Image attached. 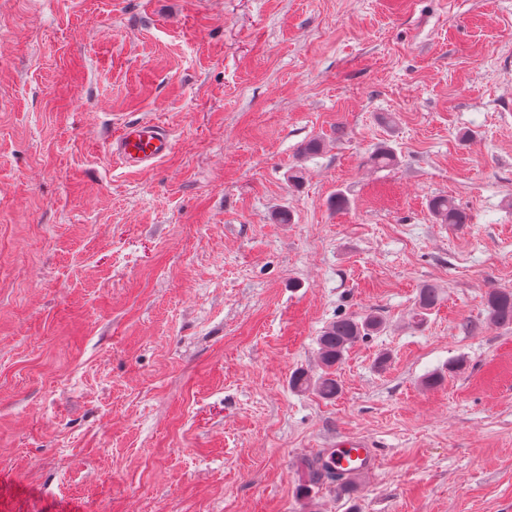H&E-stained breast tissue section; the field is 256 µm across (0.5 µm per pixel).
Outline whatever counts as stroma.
<instances>
[{"instance_id": "1", "label": "stroma", "mask_w": 512, "mask_h": 512, "mask_svg": "<svg viewBox=\"0 0 512 512\" xmlns=\"http://www.w3.org/2000/svg\"><path fill=\"white\" fill-rule=\"evenodd\" d=\"M138 121L173 141L140 170L108 148ZM494 288L512 0H0V512H512ZM372 310L336 399L289 387ZM351 438L374 470L303 495ZM429 209L433 217L442 224L460 227L468 222L466 213L446 196L433 197L429 202ZM441 293V289L434 284H426L420 288L415 302V315L419 316V321H423L424 317L440 303ZM308 471V484L304 485L306 496L309 495L310 489L314 485L323 483L336 484L342 493H350L353 490V483L347 480L329 459L323 460V457L306 462Z\"/></svg>"}]
</instances>
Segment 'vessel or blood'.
<instances>
[{
  "instance_id": "obj_1",
  "label": "vessel or blood",
  "mask_w": 512,
  "mask_h": 512,
  "mask_svg": "<svg viewBox=\"0 0 512 512\" xmlns=\"http://www.w3.org/2000/svg\"><path fill=\"white\" fill-rule=\"evenodd\" d=\"M112 154L130 168H147L165 158L172 149L170 134L160 125L133 122L124 125L109 144ZM330 459L346 475L356 476L370 472L377 453L361 440L338 442L328 452Z\"/></svg>"
}]
</instances>
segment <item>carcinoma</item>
I'll list each match as a JSON object with an SVG mask.
<instances>
[{"label":"carcinoma","instance_id":"cac0c4a2","mask_svg":"<svg viewBox=\"0 0 512 512\" xmlns=\"http://www.w3.org/2000/svg\"><path fill=\"white\" fill-rule=\"evenodd\" d=\"M395 161L393 150L380 147L369 157V162L376 167H387ZM429 209L442 224L457 227L467 223L466 213L446 196H435L429 202ZM441 301V289L434 284H426L419 290L416 298V315L424 318ZM486 311L489 322L498 327H512V290L494 288L486 294ZM386 319L377 311L363 316L338 315L326 324L317 338V356L320 371L309 373L295 371L289 379L290 386L299 392H313L324 399H333L341 392L337 378V369L345 360L348 350L357 342L374 333L382 331ZM308 484L304 491L310 492L314 485L335 484L339 491L349 493L353 483L347 480L328 459L317 458L306 462Z\"/></svg>","mask_w":512,"mask_h":512}]
</instances>
